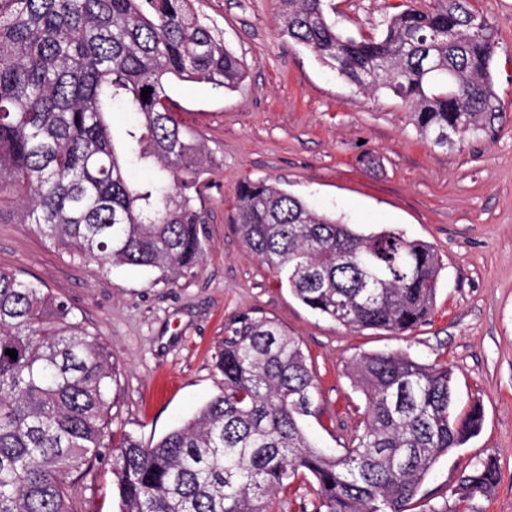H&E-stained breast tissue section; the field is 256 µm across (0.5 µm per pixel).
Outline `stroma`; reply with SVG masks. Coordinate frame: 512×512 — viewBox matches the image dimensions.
Instances as JSON below:
<instances>
[{
	"label": "stroma",
	"instance_id": "35a3bbf8",
	"mask_svg": "<svg viewBox=\"0 0 512 512\" xmlns=\"http://www.w3.org/2000/svg\"><path fill=\"white\" fill-rule=\"evenodd\" d=\"M396 0H335L349 33L371 35ZM244 61L234 90L173 82L179 120L204 149L196 200L205 218L198 269L103 267L73 258L21 224L0 223V270L61 296L112 355L110 428L151 445L224 388L216 354L224 325L247 313L297 336L317 375L308 434L322 448L352 445L366 401L351 381L365 353L403 350L452 367L459 406L479 401L480 433L442 456L409 512H512V0H478L495 26L492 129L448 147L422 139L402 102L350 86L281 35L276 0H196ZM266 180L343 217L361 232L396 227L431 244L442 269L434 310L409 335L354 333L280 286L230 222L240 183ZM495 458L499 482L460 499L463 475ZM112 451L103 449L75 496L85 512H120ZM311 478L262 500L263 512H313Z\"/></svg>",
	"mask_w": 512,
	"mask_h": 512
}]
</instances>
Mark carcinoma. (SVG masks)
<instances>
[{
	"label": "carcinoma",
	"mask_w": 512,
	"mask_h": 512,
	"mask_svg": "<svg viewBox=\"0 0 512 512\" xmlns=\"http://www.w3.org/2000/svg\"><path fill=\"white\" fill-rule=\"evenodd\" d=\"M277 5L283 36L358 90L400 99L433 144L500 118L498 34L473 0H411L360 39L338 27L332 0ZM244 74L191 0H0V223L101 266L198 268L202 149L167 89L231 90ZM118 108L135 115L120 132ZM232 223L280 285L350 330L405 335L434 309L438 255L397 228L362 234L265 180L237 188ZM224 332V390L154 445L128 434L111 445L108 351L62 298L0 270V512H78L74 490L108 446L121 512H262L300 476L318 486L316 512H406L437 460L482 429L480 403L457 410L451 368L367 353L353 366L362 432L327 452L303 428L316 378L299 338L247 314ZM498 478L484 460L461 497Z\"/></svg>",
	"instance_id": "1"
}]
</instances>
